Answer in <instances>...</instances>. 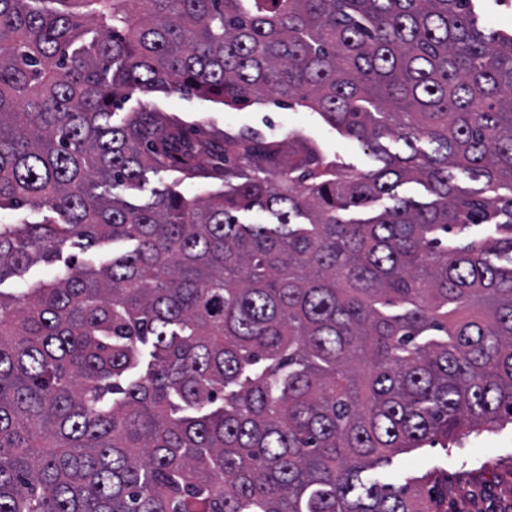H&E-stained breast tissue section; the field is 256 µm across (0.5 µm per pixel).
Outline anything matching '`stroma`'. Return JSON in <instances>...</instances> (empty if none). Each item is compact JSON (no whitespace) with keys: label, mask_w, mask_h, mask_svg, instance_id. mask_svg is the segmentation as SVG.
Wrapping results in <instances>:
<instances>
[{"label":"stroma","mask_w":512,"mask_h":512,"mask_svg":"<svg viewBox=\"0 0 512 512\" xmlns=\"http://www.w3.org/2000/svg\"><path fill=\"white\" fill-rule=\"evenodd\" d=\"M142 104L148 105L159 121L201 139L218 142L250 130L283 145L303 140L318 147L327 159L361 171L379 166L361 142L340 133L318 113L277 99L238 110L176 92H138L123 101L121 109L127 112ZM212 167V160L207 158L195 177L165 172L152 177L151 182H175L186 196H204L224 187L222 180L213 178ZM429 471L437 472L448 484L446 512H512V423L471 433L458 445L428 443L394 455L388 464L377 468L376 474L383 481L400 484Z\"/></svg>","instance_id":"stroma-1"}]
</instances>
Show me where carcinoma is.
Here are the masks:
<instances>
[{"mask_svg": "<svg viewBox=\"0 0 512 512\" xmlns=\"http://www.w3.org/2000/svg\"><path fill=\"white\" fill-rule=\"evenodd\" d=\"M137 91L285 97L381 166L116 119ZM204 157L224 190L150 186ZM24 209L0 284L55 273L0 291V512H442L369 471L512 423V31L476 0H0Z\"/></svg>", "mask_w": 512, "mask_h": 512, "instance_id": "1", "label": "carcinoma"}]
</instances>
